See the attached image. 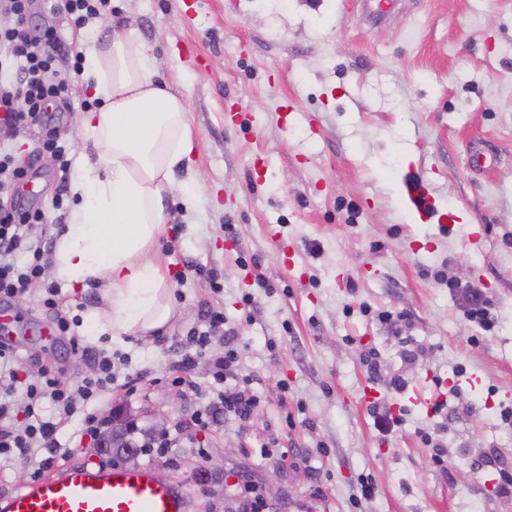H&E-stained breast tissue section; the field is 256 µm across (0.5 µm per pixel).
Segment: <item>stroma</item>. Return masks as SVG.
<instances>
[{
  "mask_svg": "<svg viewBox=\"0 0 512 512\" xmlns=\"http://www.w3.org/2000/svg\"><path fill=\"white\" fill-rule=\"evenodd\" d=\"M112 18L73 28L32 0L34 30L55 25L74 52L113 31L153 44L158 81L175 79L195 132L188 170L164 195L157 258L173 280L162 334H90L100 285L9 300L19 376L90 362L31 334L65 316L87 346L122 357L91 408L138 450L61 434L68 463L151 467L182 485L192 512H512V0H402L367 25L357 0H111ZM68 109L40 151L37 125L0 126V149L28 175L9 199L45 211L27 227L53 257L91 160L85 113L102 104L63 66ZM427 179L439 217L407 206ZM61 209H53L54 197ZM478 286L494 318L469 319L452 291ZM224 329L173 385L189 339ZM238 354L237 378L213 363ZM380 367L370 375L369 353ZM252 415L221 411L238 377ZM402 389H394L393 380ZM164 429L166 443L147 442ZM370 483L372 496L362 492Z\"/></svg>",
  "mask_w": 512,
  "mask_h": 512,
  "instance_id": "35a3bbf8",
  "label": "stroma"
}]
</instances>
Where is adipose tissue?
<instances>
[{
  "label": "adipose tissue",
  "mask_w": 512,
  "mask_h": 512,
  "mask_svg": "<svg viewBox=\"0 0 512 512\" xmlns=\"http://www.w3.org/2000/svg\"><path fill=\"white\" fill-rule=\"evenodd\" d=\"M91 88L103 101L86 113L96 160L78 177L80 204L57 243L53 276L83 287L106 284L108 310L94 322L114 339L147 337L173 317L169 273L154 258L165 232L163 194L194 151L183 95L159 83L149 45L124 35L85 56Z\"/></svg>",
  "instance_id": "ef3b65f1"
}]
</instances>
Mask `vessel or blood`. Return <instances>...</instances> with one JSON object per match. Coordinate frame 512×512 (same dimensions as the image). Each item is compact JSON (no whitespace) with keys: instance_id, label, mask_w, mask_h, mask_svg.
Returning <instances> with one entry per match:
<instances>
[{"instance_id":"obj_1","label":"vessel or blood","mask_w":512,"mask_h":512,"mask_svg":"<svg viewBox=\"0 0 512 512\" xmlns=\"http://www.w3.org/2000/svg\"><path fill=\"white\" fill-rule=\"evenodd\" d=\"M419 213L433 215L432 196L421 178L407 184ZM186 490L158 481L150 467L64 465L50 475L0 496V512H191Z\"/></svg>"}]
</instances>
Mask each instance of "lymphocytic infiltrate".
<instances>
[{
	"mask_svg": "<svg viewBox=\"0 0 512 512\" xmlns=\"http://www.w3.org/2000/svg\"><path fill=\"white\" fill-rule=\"evenodd\" d=\"M15 17L12 27L0 31V51L16 65L15 77L0 82V119L9 124H51L61 104L66 101L67 82L59 66L71 58L56 28H45L32 34L29 28V0H0ZM40 211H21L13 204L0 201V299L22 297L39 286L43 274L44 252L40 246L26 244L27 225L43 222ZM27 250L31 258L25 266H17L14 257ZM71 350L90 355L92 376L78 381L64 377L54 365L41 368L36 380L23 384L16 368L14 349L0 346V457L26 459L30 449L45 450L43 469H51L59 450L58 435L72 419L75 397L90 399L110 389L114 380L113 360L103 351L89 352L80 339L70 336ZM24 393L29 401V422L24 430H14L11 400Z\"/></svg>",
	"mask_w": 512,
	"mask_h": 512,
	"instance_id": "obj_1",
	"label": "lymphocytic infiltrate"
}]
</instances>
